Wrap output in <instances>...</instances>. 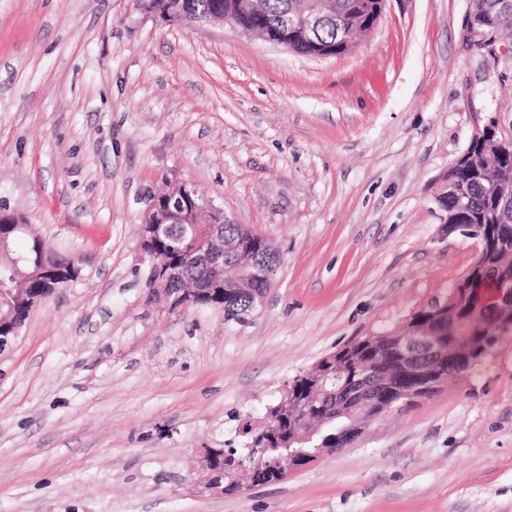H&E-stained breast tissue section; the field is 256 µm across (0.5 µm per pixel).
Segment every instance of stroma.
I'll list each match as a JSON object with an SVG mask.
<instances>
[{
	"mask_svg": "<svg viewBox=\"0 0 512 512\" xmlns=\"http://www.w3.org/2000/svg\"><path fill=\"white\" fill-rule=\"evenodd\" d=\"M471 3L385 0L315 57L137 0H0V205L81 268L0 352V512H512V334L280 481L212 495L198 464L474 262L437 197L477 116L512 134V34L469 50ZM165 176L278 247L247 323L150 300Z\"/></svg>",
	"mask_w": 512,
	"mask_h": 512,
	"instance_id": "stroma-1",
	"label": "stroma"
}]
</instances>
